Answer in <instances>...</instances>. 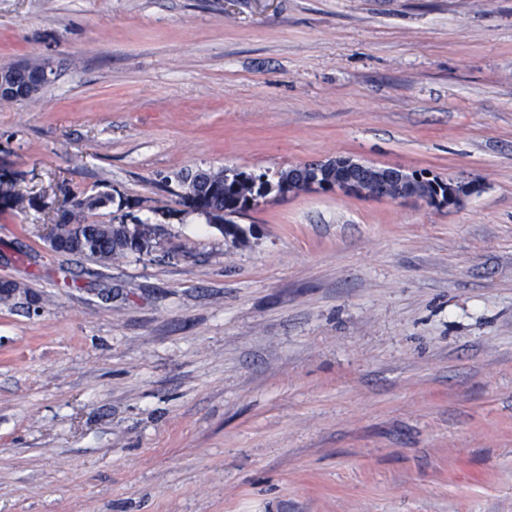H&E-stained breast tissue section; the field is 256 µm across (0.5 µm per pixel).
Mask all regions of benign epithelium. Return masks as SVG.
Listing matches in <instances>:
<instances>
[{
  "instance_id": "7a95c632",
  "label": "benign epithelium",
  "mask_w": 512,
  "mask_h": 512,
  "mask_svg": "<svg viewBox=\"0 0 512 512\" xmlns=\"http://www.w3.org/2000/svg\"><path fill=\"white\" fill-rule=\"evenodd\" d=\"M54 68L43 62L36 77L22 87L16 73L0 71V100L11 101L25 93L29 97L39 94L41 87L50 82ZM298 180L288 192H331L349 197L378 198L392 201L423 202L436 208L460 205L465 199L477 195L482 184L477 181L448 179L447 191L423 194L415 187L412 171L397 165L378 166L351 156H336L298 166Z\"/></svg>"
}]
</instances>
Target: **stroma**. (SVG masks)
Returning a JSON list of instances; mask_svg holds the SVG:
<instances>
[{
	"label": "stroma",
	"mask_w": 512,
	"mask_h": 512,
	"mask_svg": "<svg viewBox=\"0 0 512 512\" xmlns=\"http://www.w3.org/2000/svg\"><path fill=\"white\" fill-rule=\"evenodd\" d=\"M0 512H512V0H0ZM336 155L454 208L271 196L233 245L177 173ZM154 226L108 266L50 250ZM24 70V77H31L36 74L32 81H27V85L20 88L19 82L16 79L17 72L0 71V100L11 101L19 97L20 92H24L27 97H37L41 87L50 82L51 75L54 73V68L50 62H43L41 67V60L32 59L29 62L21 65ZM79 208H75L73 219L62 216L53 225L52 234L69 246V253L92 259L102 265L112 263L116 257L140 254V245L122 224L86 223L76 228L70 223L76 219Z\"/></svg>",
	"instance_id": "stroma-1"
}]
</instances>
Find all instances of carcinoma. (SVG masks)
<instances>
[{
    "instance_id": "1",
    "label": "carcinoma",
    "mask_w": 512,
    "mask_h": 512,
    "mask_svg": "<svg viewBox=\"0 0 512 512\" xmlns=\"http://www.w3.org/2000/svg\"><path fill=\"white\" fill-rule=\"evenodd\" d=\"M245 176L244 183H227L224 181V170L209 168L199 169L180 181V186L185 188V194L181 196L184 205L208 218L216 212L227 216L224 220V237L235 245L246 244L248 237L245 230L229 215L245 208L247 195L257 192L256 185L271 189V183L265 179L264 174L247 172ZM74 200L82 210L92 211L109 201V197L98 193L76 196ZM0 203L21 211L38 207L37 198L14 189ZM52 234L69 246V253L92 259L104 266L116 257L140 252L139 243L122 224L90 223L80 229L72 226L71 219L64 215L53 225Z\"/></svg>"
}]
</instances>
